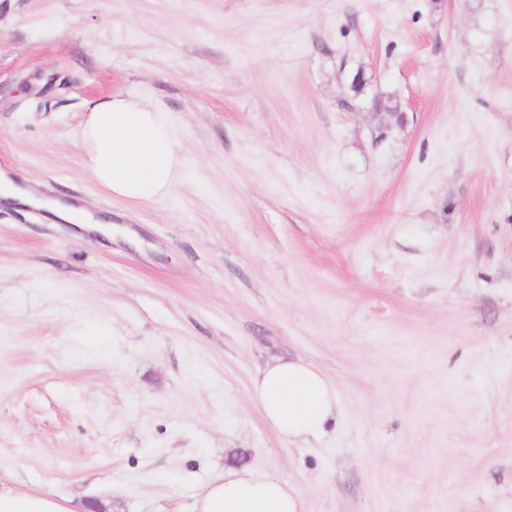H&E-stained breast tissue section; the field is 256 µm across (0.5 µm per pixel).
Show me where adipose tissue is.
I'll return each instance as SVG.
<instances>
[{
  "label": "adipose tissue",
  "mask_w": 512,
  "mask_h": 512,
  "mask_svg": "<svg viewBox=\"0 0 512 512\" xmlns=\"http://www.w3.org/2000/svg\"><path fill=\"white\" fill-rule=\"evenodd\" d=\"M78 145L91 177L112 196L131 202L168 194L182 173V160L170 118L139 97L114 96L93 104L78 131ZM0 199L47 208L57 219L87 222L82 210L32 194L0 173ZM265 418L289 440L324 433L336 414V390L303 359L280 358L254 383ZM0 512H75L71 500L48 490H22L0 482ZM193 512H304L301 493L270 478L215 476Z\"/></svg>",
  "instance_id": "ef3b65f1"
}]
</instances>
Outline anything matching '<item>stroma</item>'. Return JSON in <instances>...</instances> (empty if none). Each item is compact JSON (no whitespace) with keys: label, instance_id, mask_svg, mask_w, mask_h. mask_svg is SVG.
Listing matches in <instances>:
<instances>
[{"label":"stroma","instance_id":"stroma-1","mask_svg":"<svg viewBox=\"0 0 512 512\" xmlns=\"http://www.w3.org/2000/svg\"><path fill=\"white\" fill-rule=\"evenodd\" d=\"M116 94L169 114L164 197L82 164ZM0 171L112 221L0 201V481L512 512V0H0ZM275 357L334 385L320 437L255 403ZM193 512H304L301 493L287 483L233 474L215 476Z\"/></svg>","mask_w":512,"mask_h":512}]
</instances>
